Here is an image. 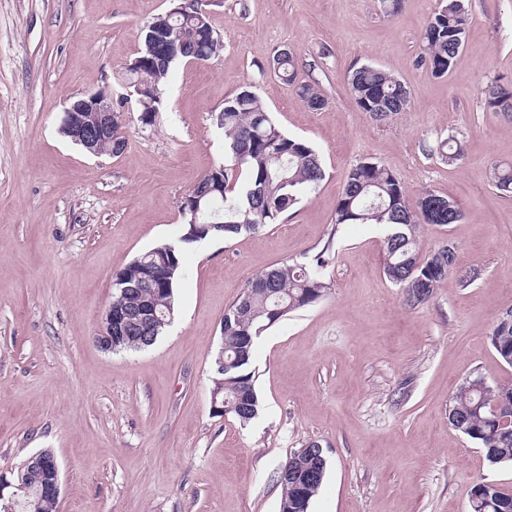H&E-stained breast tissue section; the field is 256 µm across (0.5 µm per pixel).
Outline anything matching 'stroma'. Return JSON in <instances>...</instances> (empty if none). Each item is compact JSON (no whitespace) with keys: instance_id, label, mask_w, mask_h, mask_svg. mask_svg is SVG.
<instances>
[{"instance_id":"1","label":"stroma","mask_w":512,"mask_h":512,"mask_svg":"<svg viewBox=\"0 0 512 512\" xmlns=\"http://www.w3.org/2000/svg\"><path fill=\"white\" fill-rule=\"evenodd\" d=\"M438 0H210L224 48L177 61L154 127L127 115L126 150L93 156L61 133L68 104L123 76L143 27L171 0H0V473L51 450L59 512H279L278 472L308 441L328 461L311 512H470L486 480L512 492V467L490 464L448 422L472 375L512 381L490 342L512 307V192L494 170L512 163V116L489 108L492 82L512 85V0H469L464 44L449 73L419 63ZM290 49L295 82L273 60ZM371 63L409 92L403 112L375 120L349 72ZM314 85L322 110L297 86ZM253 86L285 133L309 142L325 172L273 224L184 251L174 318L138 352L96 338L112 277L140 253L179 243L181 202L224 161L215 115ZM463 141L455 161L432 148ZM385 165L409 202L426 191L461 209L423 224L421 253L452 243L457 272L408 307L383 273V230L335 222L351 167ZM329 285L255 341L258 416L211 409L224 313L256 275L303 263L323 247Z\"/></svg>"}]
</instances>
